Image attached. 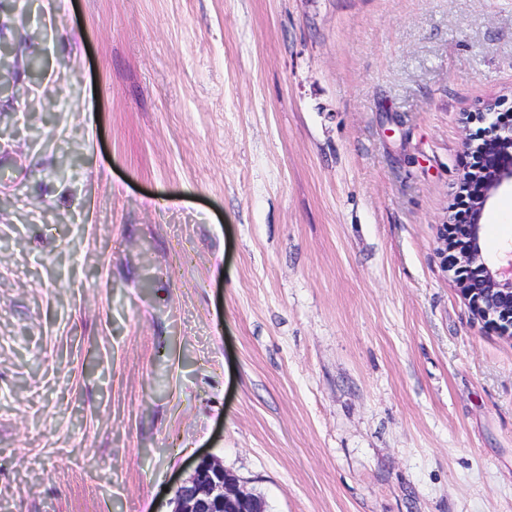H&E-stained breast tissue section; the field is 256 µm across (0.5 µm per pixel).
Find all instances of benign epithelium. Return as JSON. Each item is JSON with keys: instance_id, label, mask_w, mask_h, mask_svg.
<instances>
[{"instance_id": "obj_1", "label": "benign epithelium", "mask_w": 512, "mask_h": 512, "mask_svg": "<svg viewBox=\"0 0 512 512\" xmlns=\"http://www.w3.org/2000/svg\"><path fill=\"white\" fill-rule=\"evenodd\" d=\"M486 123L475 151L481 165L470 166L460 181L468 221L450 224L443 234L448 267L455 270L458 289L475 315L504 336L512 335V251L496 261L485 256L482 241L489 202L512 187V123L501 121L489 103ZM172 512H266L262 499L245 490L239 480L210 456L197 459L191 475L176 485Z\"/></svg>"}]
</instances>
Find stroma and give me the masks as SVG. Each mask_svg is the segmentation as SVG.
Wrapping results in <instances>:
<instances>
[{
    "instance_id": "35a3bbf8",
    "label": "stroma",
    "mask_w": 512,
    "mask_h": 512,
    "mask_svg": "<svg viewBox=\"0 0 512 512\" xmlns=\"http://www.w3.org/2000/svg\"><path fill=\"white\" fill-rule=\"evenodd\" d=\"M0 42V512H171L204 454L268 512H512V337L439 240L512 0H37Z\"/></svg>"
}]
</instances>
